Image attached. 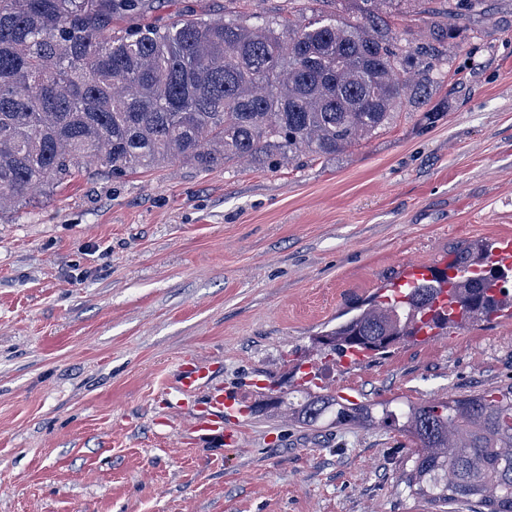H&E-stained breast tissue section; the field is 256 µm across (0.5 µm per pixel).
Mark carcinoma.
I'll use <instances>...</instances> for the list:
<instances>
[{
    "instance_id": "cac0c4a2",
    "label": "carcinoma",
    "mask_w": 512,
    "mask_h": 512,
    "mask_svg": "<svg viewBox=\"0 0 512 512\" xmlns=\"http://www.w3.org/2000/svg\"><path fill=\"white\" fill-rule=\"evenodd\" d=\"M154 0H0V210L69 181L83 163L120 176L165 162L212 170L235 158L279 164L346 150L388 126L404 103L429 100L435 48L403 49L364 0L361 21L321 13L305 24L240 15L147 21ZM479 0L448 5L451 20ZM488 243L454 251L473 321L500 302ZM441 281L375 301L317 338L328 352L380 355L430 310ZM294 421L333 427L381 423L417 448L402 482L432 509L471 503L512 512V384L396 407L308 392L274 401Z\"/></svg>"
}]
</instances>
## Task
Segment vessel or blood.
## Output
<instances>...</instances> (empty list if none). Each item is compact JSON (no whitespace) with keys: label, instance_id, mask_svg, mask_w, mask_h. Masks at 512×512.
Wrapping results in <instances>:
<instances>
[{"label":"vessel or blood","instance_id":"obj_1","mask_svg":"<svg viewBox=\"0 0 512 512\" xmlns=\"http://www.w3.org/2000/svg\"><path fill=\"white\" fill-rule=\"evenodd\" d=\"M487 260L499 268L502 275L512 274V238L500 239L492 248ZM437 265L411 262L402 264L391 286L398 289L413 285L420 280H430L436 275ZM461 289L441 288L431 311L447 316L451 326L464 325V306ZM176 393L180 402L194 400L191 433L196 436L220 435L225 444L234 445L240 440V419L250 405L246 392H230L213 383L208 369L191 360H182L179 368Z\"/></svg>","mask_w":512,"mask_h":512}]
</instances>
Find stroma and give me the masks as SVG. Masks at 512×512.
<instances>
[{
  "mask_svg": "<svg viewBox=\"0 0 512 512\" xmlns=\"http://www.w3.org/2000/svg\"><path fill=\"white\" fill-rule=\"evenodd\" d=\"M316 0H159L305 23ZM401 46L443 16L385 7ZM438 45L427 108L404 106L344 152L269 167L170 163L115 178L86 165L0 214V512H430L407 495L411 437L306 426L284 391L318 359L331 392L424 403L512 384V318L404 341L361 368L317 336L402 262L512 237V0H480ZM252 394L240 446L192 438L178 364Z\"/></svg>",
  "mask_w": 512,
  "mask_h": 512,
  "instance_id": "35a3bbf8",
  "label": "stroma"
}]
</instances>
